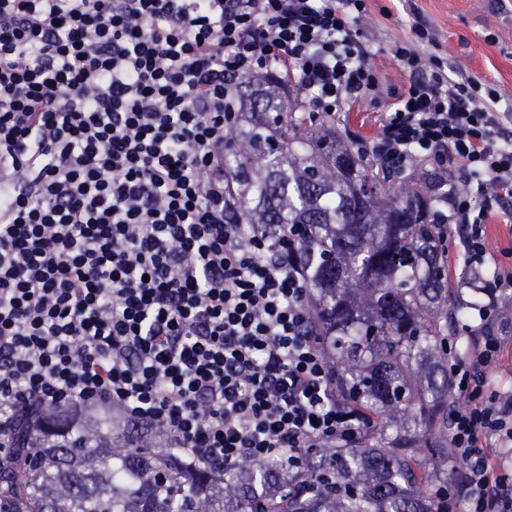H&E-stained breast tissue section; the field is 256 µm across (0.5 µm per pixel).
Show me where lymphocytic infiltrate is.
Wrapping results in <instances>:
<instances>
[{
	"mask_svg": "<svg viewBox=\"0 0 512 512\" xmlns=\"http://www.w3.org/2000/svg\"><path fill=\"white\" fill-rule=\"evenodd\" d=\"M367 0H0V454L11 417L52 407L74 426L120 418L187 463H293L371 426L336 403L306 330L294 224L236 223L224 142L245 78L296 109L349 112L378 93L358 28ZM409 75L360 154L460 171L448 222L473 267L512 197V135L490 84L428 64ZM496 334L451 343L465 399L448 419L463 465L448 512H512V397L489 390ZM495 441L505 454L491 461Z\"/></svg>",
	"mask_w": 512,
	"mask_h": 512,
	"instance_id": "1",
	"label": "lymphocytic infiltrate"
}]
</instances>
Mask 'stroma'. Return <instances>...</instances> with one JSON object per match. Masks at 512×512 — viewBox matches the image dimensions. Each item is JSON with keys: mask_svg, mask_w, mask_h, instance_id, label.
<instances>
[{"mask_svg": "<svg viewBox=\"0 0 512 512\" xmlns=\"http://www.w3.org/2000/svg\"><path fill=\"white\" fill-rule=\"evenodd\" d=\"M360 22L372 40L370 62L382 78V95L364 96L354 111L336 117L337 130L373 136L386 109L388 94L400 91L409 76L394 58L396 45L414 42L415 25L433 35L428 55L452 70L494 84L501 94L499 111L512 132V0H368ZM486 270L512 263V199L504 201L489 221ZM504 350L491 369L490 389L512 394V312L497 316Z\"/></svg>", "mask_w": 512, "mask_h": 512, "instance_id": "obj_1", "label": "stroma"}]
</instances>
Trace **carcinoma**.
<instances>
[{"label": "carcinoma", "mask_w": 512, "mask_h": 512, "mask_svg": "<svg viewBox=\"0 0 512 512\" xmlns=\"http://www.w3.org/2000/svg\"><path fill=\"white\" fill-rule=\"evenodd\" d=\"M224 181L241 224H297L310 330L334 386L376 415L358 445L326 442L288 468L242 461L230 475L156 454L106 427L67 431L54 410L19 412L0 459V512H442L448 489V337L483 298L448 288L441 218L448 179L374 166L336 132L292 112L266 79L243 82Z\"/></svg>", "instance_id": "obj_1"}]
</instances>
